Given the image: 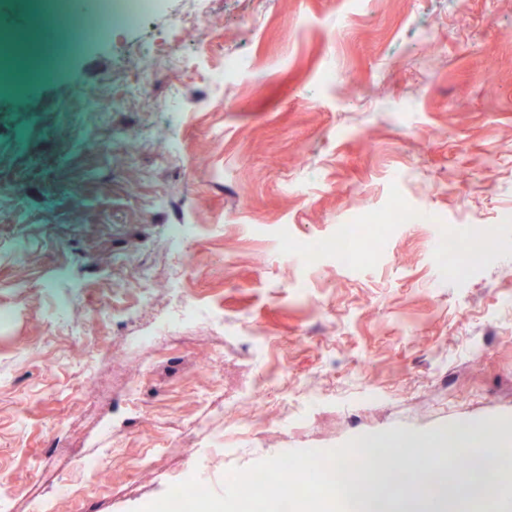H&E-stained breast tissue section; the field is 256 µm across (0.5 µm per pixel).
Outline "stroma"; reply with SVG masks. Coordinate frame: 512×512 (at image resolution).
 I'll return each instance as SVG.
<instances>
[{"mask_svg": "<svg viewBox=\"0 0 512 512\" xmlns=\"http://www.w3.org/2000/svg\"><path fill=\"white\" fill-rule=\"evenodd\" d=\"M158 2L0 97L35 115L6 171L34 181L20 200L0 187V310L26 294L0 323L9 512H154L191 471L213 496L230 473L512 417V248L434 249L452 225L512 239V0H200L185 36L171 20L186 0ZM152 45L175 63L145 78ZM141 81L148 98L56 129L74 87ZM87 127L101 146L51 165ZM131 133L140 146L116 165ZM394 203L413 220L384 224L352 264L300 253ZM177 220L192 232L173 242ZM246 403L264 424L225 427ZM206 419L226 453L198 447Z\"/></svg>", "mask_w": 512, "mask_h": 512, "instance_id": "obj_1", "label": "stroma"}]
</instances>
